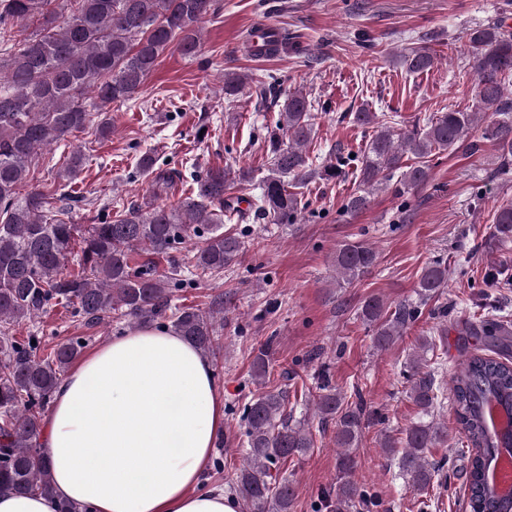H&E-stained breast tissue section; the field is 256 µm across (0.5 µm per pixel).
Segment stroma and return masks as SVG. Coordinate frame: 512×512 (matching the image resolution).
I'll return each instance as SVG.
<instances>
[{
    "mask_svg": "<svg viewBox=\"0 0 512 512\" xmlns=\"http://www.w3.org/2000/svg\"><path fill=\"white\" fill-rule=\"evenodd\" d=\"M217 9L201 24L196 58L174 50L136 100L114 104L110 136L92 131L44 150L33 166L35 180L48 170L63 169L73 144H82L85 162L70 185L84 204L72 208L75 224H94L101 203L119 210L147 201L176 203L187 195L197 175L212 167L247 171L249 181L230 193L243 198L259 192L266 174V141L274 126L277 102L302 90L312 102L313 130L307 147L318 163L337 153L361 156L370 132L353 121L367 109L390 116L395 127L421 122L448 108L470 110L477 75L468 50L469 29L501 24L512 33V0H215ZM267 22L286 34L299 52L271 58L247 54L244 41L257 24ZM429 47L438 56L434 68L408 73L395 61L406 46ZM246 75L242 94L225 98V75ZM153 153L161 168L175 172L167 193L154 192L152 175L140 172L139 157ZM432 178L411 194L376 192L368 207L346 212L344 200L357 187L355 166L335 179L305 182V209L296 224H274L245 209L230 226L243 234V248L223 276L196 278L178 288L176 307L209 309L223 297L224 357L214 366L224 406V430L207 465L206 487H229L241 464L245 440L241 413L264 390L288 393V408L302 416L314 393L318 367H326L347 400L363 395L377 410L356 451L355 478L376 495L372 512H421L423 499L436 503L431 512H468L464 502L467 461L463 438L453 427L448 397L435 411L448 422V438L433 450L447 459L448 478L427 494L412 491L399 475L398 460L387 455L383 438H404L418 417L403 376L420 338L436 343L432 366L451 379L467 354L480 351L481 340L462 338L463 322L502 312L512 317V245L489 242L497 209L512 203V169L499 168L494 147L481 142L478 152H433ZM347 242L373 247L375 267L349 282H337V248ZM437 261L448 266V285L419 302L416 289L422 270ZM500 269L497 287L485 276ZM371 296L386 305L413 302L418 313L402 336L386 350L373 346L371 329L358 319ZM126 324L104 329L86 327L70 310L53 306L39 318L12 325L10 336H35L41 351H50L72 336L85 339L86 351L108 344ZM271 342L273 354L264 383L252 377L260 345ZM334 429L317 431L315 446L283 463L282 476L293 480L291 512H331L323 493L338 477Z\"/></svg>",
    "mask_w": 512,
    "mask_h": 512,
    "instance_id": "35a3bbf8",
    "label": "stroma"
}]
</instances>
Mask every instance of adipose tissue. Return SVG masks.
I'll list each match as a JSON object with an SVG mask.
<instances>
[{
  "mask_svg": "<svg viewBox=\"0 0 512 512\" xmlns=\"http://www.w3.org/2000/svg\"><path fill=\"white\" fill-rule=\"evenodd\" d=\"M224 427L213 364L167 327L141 325L90 353L55 391L42 443L54 493L0 489V512H239L203 490Z\"/></svg>",
  "mask_w": 512,
  "mask_h": 512,
  "instance_id": "adipose-tissue-1",
  "label": "adipose tissue"
}]
</instances>
